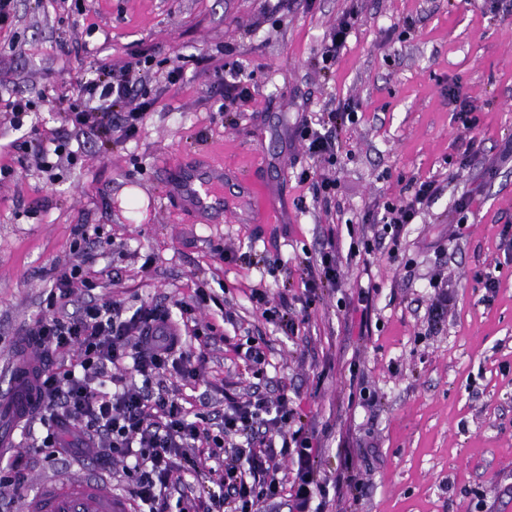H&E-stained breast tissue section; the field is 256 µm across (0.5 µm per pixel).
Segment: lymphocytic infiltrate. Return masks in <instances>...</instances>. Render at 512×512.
I'll use <instances>...</instances> for the list:
<instances>
[{"mask_svg": "<svg viewBox=\"0 0 512 512\" xmlns=\"http://www.w3.org/2000/svg\"><path fill=\"white\" fill-rule=\"evenodd\" d=\"M152 61L149 51L139 50L122 66L100 65L69 106L75 128L97 138L135 137L154 105L135 75ZM354 120V108L343 104L318 122L302 121L297 135L310 158L333 164L339 132ZM407 190L406 200L384 204L381 230L351 240L349 254L398 240L440 188L413 179ZM337 253L336 242H327L303 268L308 300L337 286ZM85 281L79 263L55 272L48 313L23 329L45 357L38 384L44 434L0 460V490L27 491L33 456L68 455V428L78 435L83 457L98 469L122 465L126 493L139 512H264L275 500L289 512H324L326 488L314 468L318 449L287 392L255 386L210 415L187 407L166 387L170 376L190 383L200 377L205 336L214 329L196 321L195 305L205 302V293L172 308L160 302L132 309L113 298L71 307L76 286ZM176 317L184 331L167 335L164 327ZM65 351L73 361L58 362Z\"/></svg>", "mask_w": 512, "mask_h": 512, "instance_id": "obj_1", "label": "lymphocytic infiltrate"}]
</instances>
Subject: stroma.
I'll list each match as a JSON object with an SVG mask.
<instances>
[{
  "label": "stroma",
  "instance_id": "1",
  "mask_svg": "<svg viewBox=\"0 0 512 512\" xmlns=\"http://www.w3.org/2000/svg\"><path fill=\"white\" fill-rule=\"evenodd\" d=\"M19 0L0 32L4 96L34 102L22 126L0 118V367L17 329L46 311L52 269L74 262L78 225L103 251L95 297L135 308L163 299H209L197 317L214 324L196 393L209 410L252 382L235 345L267 354V375L300 406L318 446L317 470L342 502L326 512H512V0ZM358 22L330 70L317 64L325 33L343 13ZM412 29H405V22ZM155 49L148 87L156 103L135 138L104 145L74 128L68 106L99 63ZM213 68L239 65L252 97L224 108ZM182 66V81L167 73ZM475 108L479 155L462 163L463 130L449 89ZM350 103L336 164H314L295 135L303 117ZM59 137L72 163L43 172L31 153ZM224 165V221L193 220L169 191L178 160ZM336 180L331 204L314 200L303 171ZM442 190L408 225L394 251L341 265V286L306 306L286 272L327 238L384 203L411 178ZM262 184L271 223L252 214L248 187ZM473 195L471 208L457 200ZM239 254L237 262L225 251ZM492 274L493 297L476 280ZM454 296L429 329L434 275ZM285 292L294 333L255 313L252 289ZM369 290V304L359 293Z\"/></svg>",
  "mask_w": 512,
  "mask_h": 512
}]
</instances>
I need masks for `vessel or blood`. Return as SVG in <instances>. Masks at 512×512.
Here are the masks:
<instances>
[{
	"mask_svg": "<svg viewBox=\"0 0 512 512\" xmlns=\"http://www.w3.org/2000/svg\"><path fill=\"white\" fill-rule=\"evenodd\" d=\"M191 211L223 215L224 170L214 166L186 165L172 186ZM39 360L14 356L7 364L8 386L0 390V447L17 448L16 432L22 422L39 413L35 373ZM25 512H134L130 499L94 470L69 479H46L25 501Z\"/></svg>",
	"mask_w": 512,
	"mask_h": 512,
	"instance_id": "vessel-or-blood-1",
	"label": "vessel or blood"
}]
</instances>
